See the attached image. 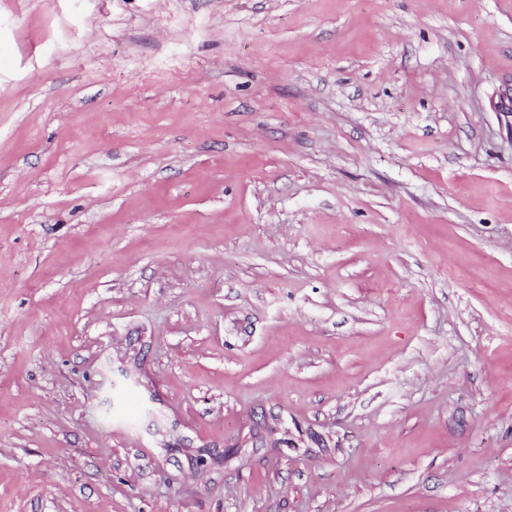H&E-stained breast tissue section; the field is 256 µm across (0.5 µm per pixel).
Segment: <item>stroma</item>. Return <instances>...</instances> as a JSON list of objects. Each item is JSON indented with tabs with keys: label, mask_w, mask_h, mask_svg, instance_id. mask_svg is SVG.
<instances>
[{
	"label": "stroma",
	"mask_w": 512,
	"mask_h": 512,
	"mask_svg": "<svg viewBox=\"0 0 512 512\" xmlns=\"http://www.w3.org/2000/svg\"><path fill=\"white\" fill-rule=\"evenodd\" d=\"M0 512H512V0H0Z\"/></svg>",
	"instance_id": "35a3bbf8"
}]
</instances>
